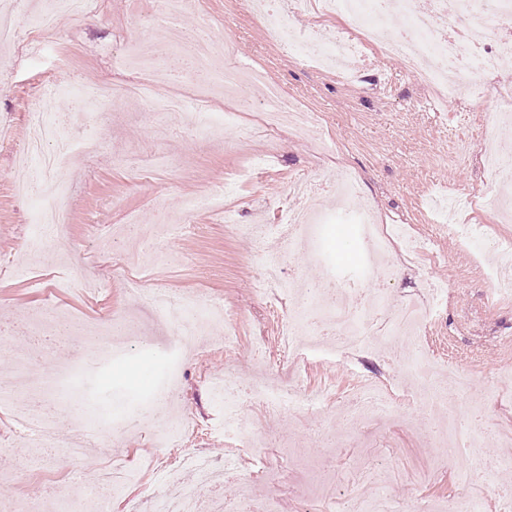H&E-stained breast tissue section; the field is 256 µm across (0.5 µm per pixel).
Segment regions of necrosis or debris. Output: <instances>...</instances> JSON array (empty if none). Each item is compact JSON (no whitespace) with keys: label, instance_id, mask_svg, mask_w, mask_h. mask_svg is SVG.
I'll use <instances>...</instances> for the list:
<instances>
[{"label":"necrosis or debris","instance_id":"4bbe7bcc","mask_svg":"<svg viewBox=\"0 0 512 512\" xmlns=\"http://www.w3.org/2000/svg\"><path fill=\"white\" fill-rule=\"evenodd\" d=\"M150 18L166 29L171 47H186L192 57L199 86L220 85L226 95L239 97L243 88L263 87L264 110L262 124L266 136L273 137L288 129L296 135L314 138L321 127L319 113L302 108L280 86L269 81L266 72L244 70L231 51H225L204 38L184 45L178 21L185 0H150ZM248 13L260 16L283 51H300L302 55L317 52L329 58L343 50L346 61L341 62L339 75L354 83L361 77V66L378 63L385 58L400 60L429 92L443 99L484 96V76L495 72L500 63L512 59V0H457L456 9H449L448 0H427L418 6L416 0H323V14H337L348 21L347 29L335 41L316 43L310 33L292 26L286 13L274 8L273 0H245ZM94 10V0H48L46 7L31 13L24 28L0 22V45L43 43L46 36L62 38L58 25L59 14L79 18ZM491 14L497 23L496 36H489L480 24L483 14ZM403 19L404 24L390 29L391 18ZM133 66L142 74L130 84H110L104 81L77 86L50 85L53 94L66 95L77 111H89L92 126L81 144H74L66 132L65 115L32 110L27 115L23 154L35 160V170L41 175L40 184L22 179L21 196H38L41 200L38 232L27 246L29 255L40 254L47 245L59 242L67 222L70 207L69 189L65 183L49 179L59 159L81 150L88 155L95 151L107 124V111L112 105L129 97L148 104L160 118L195 108L190 124L192 132L206 139L218 124L229 122V114L213 116L207 112L203 98L188 102L186 98L162 96L156 91L155 78L159 73L158 57L153 45L145 40L134 41L130 54L119 57V66ZM334 189L340 206L360 196L361 188L355 172L347 168L315 180L306 174L292 176L288 181L287 209L280 215L282 255H270L264 260L259 282L266 290L287 297L288 312L282 329L288 338L289 357L300 361L306 357H352L358 354H379L393 363L388 377H362L349 393L347 411L353 424H369L386 419L401 407L429 416L431 437L444 459H464L475 463V470L457 472L459 491L451 496L447 512H482L483 503L466 496V488L474 480L486 484L487 494L500 503V512H512V493L503 492L491 483L496 471L512 468V456L487 454L490 443L502 442L512 446V429L488 425L489 405L497 392L487 386L480 396L472 389L478 373L468 370L462 383L429 373V356L418 338L423 330L438 327L440 308L447 301L446 289L432 281H424L417 297L393 304L385 298V287L399 273L401 266L430 259L427 248L409 250L405 247V232L396 224L379 223L367 207L354 209L369 254L367 266L357 275L338 277L328 275L329 289L321 294L303 289L301 275L283 277L282 258L304 252L310 243L307 213L315 206L318 195ZM464 232L471 237H484L487 252L500 257L485 280L490 288L488 304H496L500 296L512 293V243L485 237L481 225L470 224ZM135 296L169 318L176 341L174 352H181L185 340L200 335L204 329L219 321L232 320L233 315L223 302L208 296L183 295L171 300L168 293L145 291L132 283ZM407 347L406 355L395 351V344ZM214 391L224 396V432L241 450L260 447L259 431L246 425L241 414L242 402L261 406L268 417L319 412L330 415L331 406L312 395L301 385L298 374L283 381L252 380L244 382L234 372L212 382ZM0 407L7 408L24 431L38 439H52L61 459L82 455L80 442H61L57 439L59 425L31 407L0 390ZM191 470L192 481L181 478L183 470ZM224 479L209 457L200 450L184 454L164 473L155 474L159 490L154 496L155 512H194L197 501L216 490ZM345 512H434L432 503L417 497L399 502L386 496H374L363 486H355L344 503Z\"/></svg>","mask_w":512,"mask_h":512}]
</instances>
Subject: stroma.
I'll return each mask as SVG.
<instances>
[{"instance_id": "1", "label": "stroma", "mask_w": 512, "mask_h": 512, "mask_svg": "<svg viewBox=\"0 0 512 512\" xmlns=\"http://www.w3.org/2000/svg\"><path fill=\"white\" fill-rule=\"evenodd\" d=\"M145 3L96 0L89 16L60 15L67 37L56 48L0 47V115L7 117L6 125H0V381L26 364L35 383L15 388V397L42 407L61 421L70 439L82 440L88 413L122 415L134 395L160 394L174 369L181 407L200 426L185 441L165 448L150 443L146 428H134L117 434L109 445L90 448L83 462L69 466L51 449L30 447L25 434L0 414V512H17L23 504L33 512H71L69 501L77 487L87 486L116 458L161 468L199 448L223 465L233 444L224 436L223 413L206 377L223 375L228 366L244 381L286 377L281 303L258 296L252 246L235 235L233 226L276 223L290 176L316 173L320 164L314 140L286 130L272 140L261 133L255 115L263 108L262 88L249 87L250 112L203 143L181 120L152 122L148 105L139 99L112 107L97 150L64 159L57 170L58 179L73 188L66 238L41 261H31L25 252L36 204L15 192L24 175L15 155L25 136L26 115L51 80L136 81L135 73L117 69L114 61L135 38L164 42L165 32L151 25ZM181 26L191 35L203 29L213 39L230 38L242 67L266 69L273 81L321 113L328 153L337 165L357 171L363 200L387 223L408 226L437 255L426 269L402 268L388 287V301L417 292L425 277L447 285L442 324L427 331L424 343L438 359L479 370L480 384L502 387L504 398L492 415L512 423V300L486 308L481 255L439 229V214L425 206L430 195L474 192L480 201L459 216V223L480 224L488 235L512 239V222H501L489 201L496 180L484 170L476 141L452 137L449 116L466 121L476 104L467 98L434 101L395 59L367 68L357 85L341 84L334 73L283 55L266 25L242 12L240 0H196ZM150 149L169 155L173 169L135 177L136 160ZM270 152L276 159L259 180L234 183L237 171ZM210 187L223 188L233 224L206 212L195 219L198 233L179 234L181 199ZM314 223L318 260L295 255L286 262L285 274L297 272L306 280L321 278L327 269L354 274L365 261L364 245L330 193L320 195ZM159 250L166 255L164 265L134 267L131 275L147 288L221 296L238 315L230 344L222 342L223 326H215L190 343L180 364H173L171 324L135 299L113 266L116 256ZM100 317L131 326L109 357L97 355L100 337L75 335L60 343L53 334L56 323L90 325ZM390 371L380 356L355 366L320 358L298 364L312 392L330 386L341 395L357 374ZM421 421L408 408L381 423L352 428L340 413L327 419L315 414L281 418L266 429L269 447L239 458L223 497L233 501L245 495L260 502L274 496L280 512H331L361 480L401 502L416 496L445 502L455 492V474L443 468Z\"/></svg>"}]
</instances>
